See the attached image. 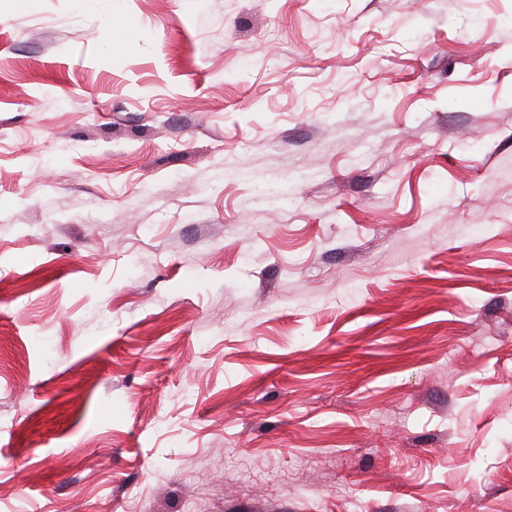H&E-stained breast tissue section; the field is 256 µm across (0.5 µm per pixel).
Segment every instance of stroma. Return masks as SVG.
I'll use <instances>...</instances> for the list:
<instances>
[{"label": "stroma", "instance_id": "stroma-1", "mask_svg": "<svg viewBox=\"0 0 512 512\" xmlns=\"http://www.w3.org/2000/svg\"><path fill=\"white\" fill-rule=\"evenodd\" d=\"M0 0V512H512V0Z\"/></svg>", "mask_w": 512, "mask_h": 512}]
</instances>
